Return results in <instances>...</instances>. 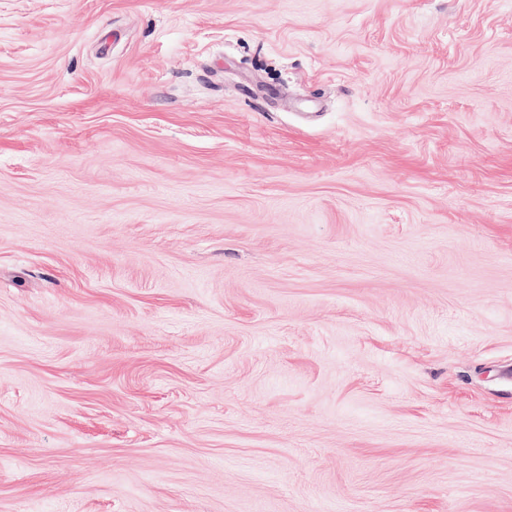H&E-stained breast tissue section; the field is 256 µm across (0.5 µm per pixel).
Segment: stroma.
<instances>
[{
    "instance_id": "obj_1",
    "label": "stroma",
    "mask_w": 512,
    "mask_h": 512,
    "mask_svg": "<svg viewBox=\"0 0 512 512\" xmlns=\"http://www.w3.org/2000/svg\"><path fill=\"white\" fill-rule=\"evenodd\" d=\"M0 512H512V0H0Z\"/></svg>"
}]
</instances>
